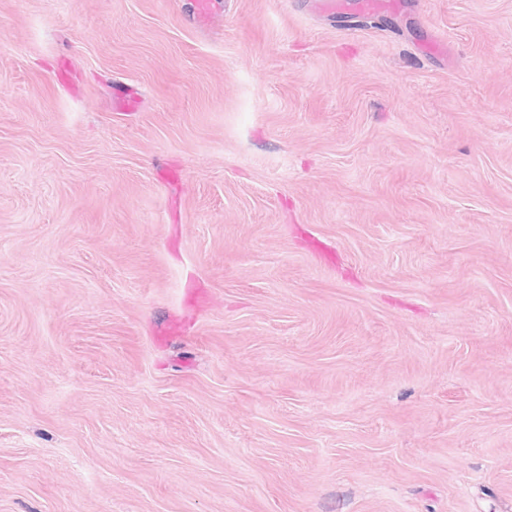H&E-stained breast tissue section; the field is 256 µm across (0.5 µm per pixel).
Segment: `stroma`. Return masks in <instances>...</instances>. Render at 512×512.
Here are the masks:
<instances>
[{
  "instance_id": "obj_1",
  "label": "stroma",
  "mask_w": 512,
  "mask_h": 512,
  "mask_svg": "<svg viewBox=\"0 0 512 512\" xmlns=\"http://www.w3.org/2000/svg\"><path fill=\"white\" fill-rule=\"evenodd\" d=\"M313 2L0 0V512H512V0ZM322 8L333 14L358 10L376 12L392 8V0H320Z\"/></svg>"
}]
</instances>
